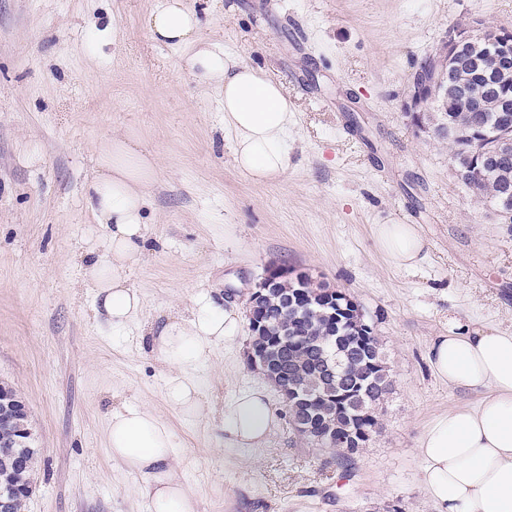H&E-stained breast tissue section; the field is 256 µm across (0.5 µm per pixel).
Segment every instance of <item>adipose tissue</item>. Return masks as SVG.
Instances as JSON below:
<instances>
[{
  "label": "adipose tissue",
  "mask_w": 512,
  "mask_h": 512,
  "mask_svg": "<svg viewBox=\"0 0 512 512\" xmlns=\"http://www.w3.org/2000/svg\"><path fill=\"white\" fill-rule=\"evenodd\" d=\"M149 26L157 40L188 48L189 75L222 95L224 125L235 134L238 171L256 183L282 177L291 144L281 84L223 47L200 41V16L185 0H162ZM96 167L85 187L87 207L100 230L91 246L96 254L92 286L99 312L119 335L143 311L129 273L148 251L143 210L156 170L133 135L102 145ZM375 241L394 267L412 269L423 258L425 242L416 225H377ZM239 328L236 308L209 293L193 298L188 316L146 324L140 342L174 367L166 396L180 413L198 418L209 412L193 374L214 347L234 341ZM428 362L449 388L485 392L476 404L449 407L425 426L417 457L429 499L437 512H512V329L449 316L447 333L431 341ZM277 419L264 392L251 390L225 408L224 431L237 445L261 446L273 435ZM107 444L114 462L146 478L151 512H197L194 496L171 464L176 434L153 410L140 405L113 410Z\"/></svg>",
  "instance_id": "1"
}]
</instances>
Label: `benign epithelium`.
I'll return each instance as SVG.
<instances>
[{
  "label": "benign epithelium",
  "mask_w": 512,
  "mask_h": 512,
  "mask_svg": "<svg viewBox=\"0 0 512 512\" xmlns=\"http://www.w3.org/2000/svg\"><path fill=\"white\" fill-rule=\"evenodd\" d=\"M512 30L485 26L479 20H469L448 28V33L424 70L417 71L412 80L409 112L413 121L423 129L421 113L430 111V103L441 100L452 102L463 99L468 111L481 112L486 102L472 93L460 75L469 70L484 73L489 83L498 88L493 106L498 112H512ZM512 155V128L506 127L497 134L491 151L474 141L463 149V157L472 161L500 159ZM311 279L306 272L270 266L255 284L248 303L247 316L250 333L271 329L272 316L262 310L273 289L288 282L297 288ZM247 364L262 376L272 372V361L247 352ZM29 409L24 397L14 390L0 388V435L9 432L10 440L0 438L1 448H14L32 437V430L25 423ZM33 487L14 485L0 490V512H18L16 502L29 498Z\"/></svg>",
  "instance_id": "obj_1"
}]
</instances>
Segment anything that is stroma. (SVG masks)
<instances>
[{
	"label": "stroma",
	"mask_w": 512,
	"mask_h": 512,
	"mask_svg": "<svg viewBox=\"0 0 512 512\" xmlns=\"http://www.w3.org/2000/svg\"><path fill=\"white\" fill-rule=\"evenodd\" d=\"M160 0H0V382L26 399L41 453L25 512H149L146 481L114 464V408L146 405L174 429L198 512H435L416 448L426 423L476 392L441 384L427 352L452 315L512 328V225L459 180L446 141L407 113L412 76L464 19L512 28V0H188L200 37L282 84L294 125L283 177L238 172L215 90L156 41ZM137 132L157 162L145 222L155 248L130 273L141 322L220 294L246 312L272 261L321 277L363 310L394 389L367 448L340 464L301 441L286 404L246 362L249 331L195 378L214 407L182 416L171 372L95 314L84 238L94 152ZM415 224L426 258L393 267L373 229ZM265 391L269 442L231 445L223 411Z\"/></svg>",
	"instance_id": "obj_1"
}]
</instances>
